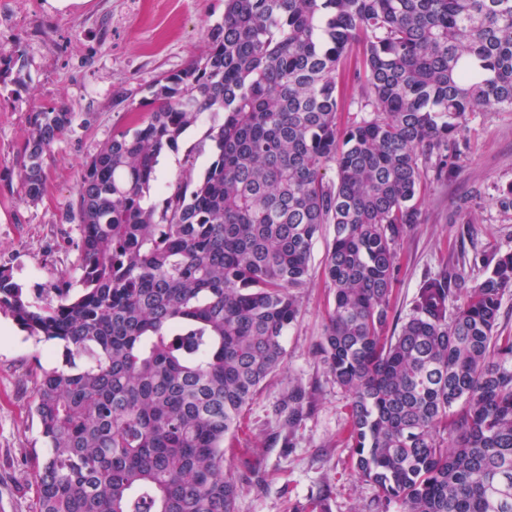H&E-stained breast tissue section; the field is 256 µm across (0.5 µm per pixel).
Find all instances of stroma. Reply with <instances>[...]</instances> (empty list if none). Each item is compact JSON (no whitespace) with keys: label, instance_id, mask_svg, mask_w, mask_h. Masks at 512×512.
<instances>
[{"label":"stroma","instance_id":"stroma-1","mask_svg":"<svg viewBox=\"0 0 512 512\" xmlns=\"http://www.w3.org/2000/svg\"><path fill=\"white\" fill-rule=\"evenodd\" d=\"M224 16V0H75L56 9L50 0H0V271L26 299L55 302L62 276H75L79 240L68 219L82 163L113 129L130 127L153 109L150 85L186 67L209 46L207 31ZM20 46L25 68L9 56ZM76 119L45 156V192L37 203L20 193L18 161L34 112L58 105ZM208 113L165 149L159 183L186 163L203 172L213 159ZM461 154L448 176L428 180L420 222L396 247L391 315L405 322L424 280L447 276L452 298L488 271L486 260L512 252V112H480L457 136ZM334 237L323 225L315 242L299 315L285 338L283 369L269 377L224 440V468L239 492L234 512H309L325 497L327 512H398L377 500L355 475L344 443L349 395L336 385L320 354L333 288L324 274ZM62 345L35 342L0 314V512H36L35 458L43 448L34 377L62 361ZM310 394L295 427L280 412L292 384Z\"/></svg>","mask_w":512,"mask_h":512}]
</instances>
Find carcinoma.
Returning <instances> with one entry per match:
<instances>
[{
	"label": "carcinoma",
	"mask_w": 512,
	"mask_h": 512,
	"mask_svg": "<svg viewBox=\"0 0 512 512\" xmlns=\"http://www.w3.org/2000/svg\"><path fill=\"white\" fill-rule=\"evenodd\" d=\"M205 54L151 86L140 124L82 166L78 291L33 304L0 272V312L63 343L36 376L37 512H234L224 438L286 360L315 241L334 238L320 351L350 396L354 470L400 512H512V254L461 302L448 279L389 329L397 241L476 112H512V0H224ZM358 120L336 124L353 45ZM215 159L144 206L162 152L206 112ZM72 113L32 114L24 199ZM334 169L332 181L325 172ZM306 391L283 403L294 425Z\"/></svg>",
	"instance_id": "cac0c4a2"
}]
</instances>
